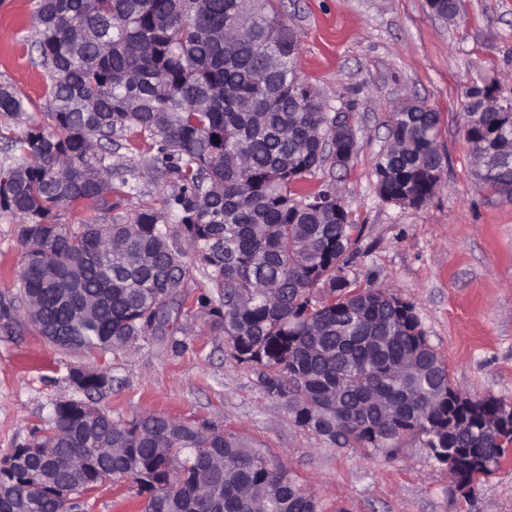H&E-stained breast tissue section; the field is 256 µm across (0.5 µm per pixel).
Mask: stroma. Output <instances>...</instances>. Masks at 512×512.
Listing matches in <instances>:
<instances>
[{
    "label": "stroma",
    "instance_id": "obj_1",
    "mask_svg": "<svg viewBox=\"0 0 512 512\" xmlns=\"http://www.w3.org/2000/svg\"><path fill=\"white\" fill-rule=\"evenodd\" d=\"M34 2L0 0V83L28 103L21 119L0 120V170L14 161L13 139L48 125ZM276 3L301 41V76L330 106L358 102L357 154L334 174L363 227L348 278L394 286L452 385L512 405V203L478 184L462 119L469 84H494L512 99V0H462L451 20L432 14L426 0ZM416 103L440 112L437 142L447 161L433 196L411 208L379 197L375 164L393 113ZM23 253L13 216L0 211V455L43 426L56 402L80 398L72 369L104 367L112 385L94 395L96 408L116 418L151 411L223 425L285 462L323 512H512V458L460 491L420 443L393 458L372 448L354 453L297 426L263 390L258 366L238 362L224 336L197 317L207 289L198 269L184 280L187 307L175 336L91 356L63 352L23 315Z\"/></svg>",
    "mask_w": 512,
    "mask_h": 512
}]
</instances>
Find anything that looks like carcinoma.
Listing matches in <instances>:
<instances>
[{
    "mask_svg": "<svg viewBox=\"0 0 512 512\" xmlns=\"http://www.w3.org/2000/svg\"><path fill=\"white\" fill-rule=\"evenodd\" d=\"M37 0V62L51 132L30 128L0 171V210L18 220L24 313L54 345L122 348L180 330L184 284L199 265L210 291L197 313L241 363L263 368L266 393L331 448L392 454L419 441L437 461L453 450L469 485L506 461L512 427H481L502 401L454 388L412 304L390 286L346 276L362 227L331 179L305 180L347 152L318 89L297 70L300 42L271 0ZM460 0H436L454 18ZM498 97L473 84L466 104ZM27 106L0 84V118ZM474 173L512 202V112L464 113ZM440 113L396 112V148L375 165L379 193L417 207L435 192ZM157 154L122 167L130 139ZM155 173L159 206L125 218L139 168ZM88 204L70 229L52 212ZM112 339V346L106 345ZM70 400L0 458V512H79L99 486L124 482L139 512H321L286 466L212 422L145 413L88 430ZM73 494L56 493L60 483Z\"/></svg>",
    "mask_w": 512,
    "mask_h": 512,
    "instance_id": "1",
    "label": "carcinoma"
}]
</instances>
